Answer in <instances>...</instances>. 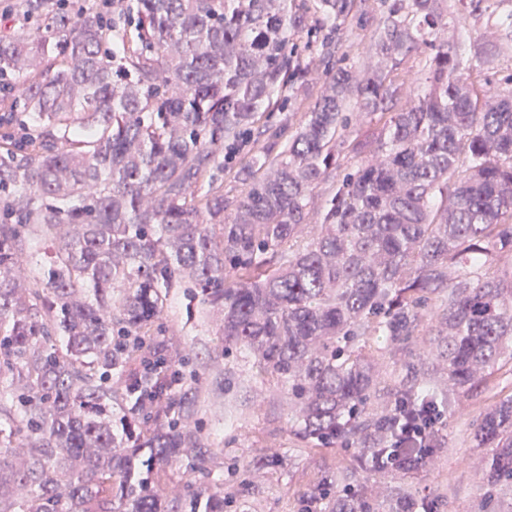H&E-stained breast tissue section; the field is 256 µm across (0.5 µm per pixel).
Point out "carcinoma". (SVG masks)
I'll return each instance as SVG.
<instances>
[{"label":"carcinoma","instance_id":"obj_1","mask_svg":"<svg viewBox=\"0 0 512 512\" xmlns=\"http://www.w3.org/2000/svg\"><path fill=\"white\" fill-rule=\"evenodd\" d=\"M511 1L457 0L496 19L465 69L446 0H381L349 68L356 0H19L39 27L0 35V512H238L325 448L294 512H447L451 400L512 364V72L483 78L512 55ZM312 49L326 85L294 128L275 114ZM173 288L221 317L225 408L277 380L260 401H284L292 455L209 479L198 390L153 334ZM463 440L484 454L469 512H512V395ZM366 20L361 24H354L346 40L336 52V65L354 66L362 56L364 48L368 46L374 37L376 18L379 17L380 1L368 0Z\"/></svg>","mask_w":512,"mask_h":512}]
</instances>
